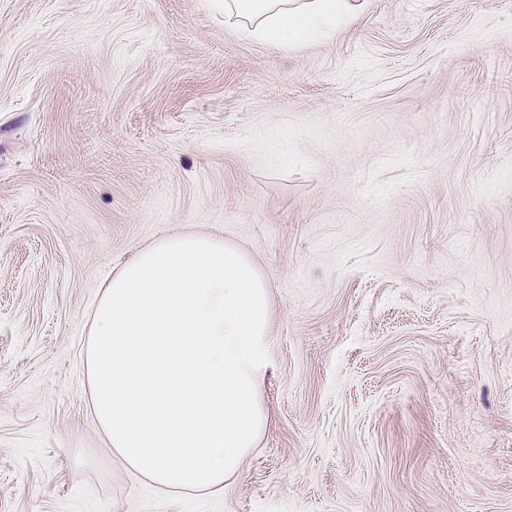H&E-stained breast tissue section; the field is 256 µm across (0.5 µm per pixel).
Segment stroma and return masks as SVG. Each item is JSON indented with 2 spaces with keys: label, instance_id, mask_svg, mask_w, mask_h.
<instances>
[{
  "label": "stroma",
  "instance_id": "1",
  "mask_svg": "<svg viewBox=\"0 0 512 512\" xmlns=\"http://www.w3.org/2000/svg\"><path fill=\"white\" fill-rule=\"evenodd\" d=\"M186 227L273 297L223 495L113 454L102 284ZM0 512H512V0H369L300 44L214 0H0Z\"/></svg>",
  "mask_w": 512,
  "mask_h": 512
}]
</instances>
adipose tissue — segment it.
<instances>
[{"instance_id": "adipose-tissue-1", "label": "adipose tissue", "mask_w": 512, "mask_h": 512, "mask_svg": "<svg viewBox=\"0 0 512 512\" xmlns=\"http://www.w3.org/2000/svg\"><path fill=\"white\" fill-rule=\"evenodd\" d=\"M368 0H224L249 38L298 43ZM94 420L113 452L165 492L219 495L265 434L272 295L250 255L181 232L138 251L89 310Z\"/></svg>"}]
</instances>
